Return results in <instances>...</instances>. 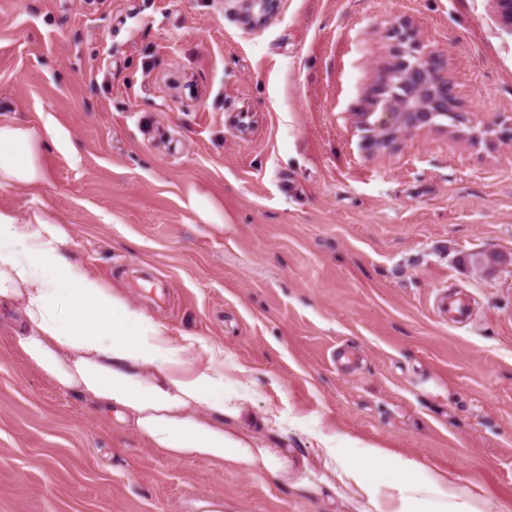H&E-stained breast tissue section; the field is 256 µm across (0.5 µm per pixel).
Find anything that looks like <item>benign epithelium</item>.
<instances>
[{
  "label": "benign epithelium",
  "instance_id": "1",
  "mask_svg": "<svg viewBox=\"0 0 512 512\" xmlns=\"http://www.w3.org/2000/svg\"><path fill=\"white\" fill-rule=\"evenodd\" d=\"M400 47L383 78L370 88L367 106L359 113L365 132L362 147H387L399 132L422 130L446 115L462 122V105L453 83L442 73L437 52L421 51L409 31L399 33ZM494 123L469 126L462 134L477 145L494 140Z\"/></svg>",
  "mask_w": 512,
  "mask_h": 512
}]
</instances>
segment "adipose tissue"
Wrapping results in <instances>:
<instances>
[{"mask_svg": "<svg viewBox=\"0 0 512 512\" xmlns=\"http://www.w3.org/2000/svg\"><path fill=\"white\" fill-rule=\"evenodd\" d=\"M52 122L0 120V189L50 180L46 150L70 145ZM55 213L0 206V315L18 313L16 351L58 390L121 416L153 447L180 459L223 460L254 450L224 432V357L197 338L175 344L124 291L70 253Z\"/></svg>", "mask_w": 512, "mask_h": 512, "instance_id": "ef3b65f1", "label": "adipose tissue"}]
</instances>
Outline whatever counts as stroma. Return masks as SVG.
Masks as SVG:
<instances>
[{"label": "stroma", "mask_w": 512, "mask_h": 512, "mask_svg": "<svg viewBox=\"0 0 512 512\" xmlns=\"http://www.w3.org/2000/svg\"><path fill=\"white\" fill-rule=\"evenodd\" d=\"M442 54L471 123H512L495 0H0V117L67 130L39 195L77 257L224 353V429L265 459L163 455L28 365L0 318V512H512V138L367 150L394 28ZM222 221H202L191 188ZM474 307L463 327L441 295ZM419 461L358 467L362 448ZM358 470L359 477L346 473Z\"/></svg>", "instance_id": "35a3bbf8"}]
</instances>
